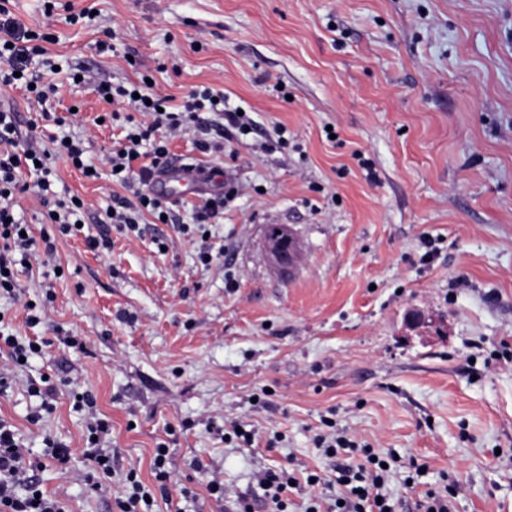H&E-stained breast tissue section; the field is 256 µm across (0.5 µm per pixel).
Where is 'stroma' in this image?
<instances>
[{
  "label": "stroma",
  "mask_w": 512,
  "mask_h": 512,
  "mask_svg": "<svg viewBox=\"0 0 512 512\" xmlns=\"http://www.w3.org/2000/svg\"><path fill=\"white\" fill-rule=\"evenodd\" d=\"M68 2L50 15L43 0L13 2L26 26L53 34L51 54L84 72L60 84L66 125L44 135L81 136L100 164L118 132L98 122L110 106L97 83L147 74L177 97L221 88L288 143L241 136L232 159L195 150L192 127L172 141L175 158L212 170L211 194L228 174L242 188L203 234L181 230L200 195L176 204L175 223L118 232L103 217L120 185L57 162V189L87 204L83 232L57 237L45 267L20 269L18 297H0V332L49 341L0 392V418L30 458L47 436L74 451L67 469L39 472L42 488L67 512H113L111 494L79 480L91 469L87 424L102 418L105 447L145 484L156 448H169L192 495L153 512H230L209 497L212 478L271 512L257 478L267 468L317 472L318 495L334 494L315 445L330 418L337 433L423 464L416 488L388 483L395 512H413L416 489L448 485L456 512H512V0ZM89 6L94 21L68 22ZM110 29L116 54H97ZM271 224L301 246L286 275L265 247ZM100 235L109 248L88 245ZM57 265L63 276L48 275ZM28 302L46 310L38 325ZM413 308L426 324L408 321ZM44 375L57 398L32 423L40 400L27 386ZM84 390L94 408L75 407ZM234 420L255 431L254 451L225 439Z\"/></svg>",
  "instance_id": "35a3bbf8"
}]
</instances>
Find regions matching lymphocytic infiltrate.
Instances as JSON below:
<instances>
[{"instance_id": "f902f5d3", "label": "lymphocytic infiltrate", "mask_w": 512, "mask_h": 512, "mask_svg": "<svg viewBox=\"0 0 512 512\" xmlns=\"http://www.w3.org/2000/svg\"><path fill=\"white\" fill-rule=\"evenodd\" d=\"M12 0H0V87L17 84L31 86L32 97L39 107L36 116L20 121L14 109L0 108V294L15 296L18 278L16 253L31 259L52 255L55 240L50 236L35 238L29 224L16 218L17 197L35 195L43 206L41 221L56 225L59 234L75 233L85 212L84 200L74 194L55 191L56 160L69 162L82 174L91 166L85 160L87 148L79 138L51 137L49 143L38 139L41 123L56 121L52 81L54 60L47 58L41 36L26 28L9 9ZM96 91L99 97H111L112 121L121 123L122 139L113 142L105 163L111 176L122 186L132 189V197L113 195L105 211V223L121 230H136L143 214L165 217L167 223L176 218L167 201L150 190L152 180L163 173L173 160L169 143L183 126L194 124L200 135L193 142L196 150L209 153L224 149L225 128L239 134L254 132L248 115L225 109L223 91L199 85L173 104L169 95L159 92L145 80L115 83L101 80ZM211 112L222 116V124L209 127L201 115ZM90 440L84 450L92 470L84 480L92 493L108 491L107 481L119 475L118 489L113 493L114 512H152L151 496L169 499L173 462L169 451L156 449L152 463L154 486L145 485L135 470H122L117 453L99 447V439L110 432L107 420L90 424ZM327 459L335 464V496L323 499L310 496L304 512H394L382 488L389 475L374 451L345 436L318 437ZM41 464L28 460L12 424L0 419V512H65L57 497L42 493L37 472Z\"/></svg>"}]
</instances>
